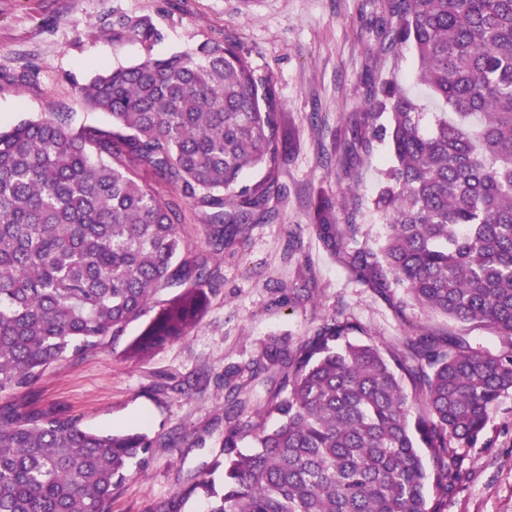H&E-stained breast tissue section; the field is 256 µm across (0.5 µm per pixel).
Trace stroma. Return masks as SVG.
I'll use <instances>...</instances> for the list:
<instances>
[{
    "instance_id": "stroma-1",
    "label": "stroma",
    "mask_w": 512,
    "mask_h": 512,
    "mask_svg": "<svg viewBox=\"0 0 512 512\" xmlns=\"http://www.w3.org/2000/svg\"><path fill=\"white\" fill-rule=\"evenodd\" d=\"M388 0H0V128L51 112L73 126L109 124L88 108L73 80L139 63L134 42H113L103 29L113 9L149 16L164 29L153 50L191 53L204 41L230 42L259 76L272 79L279 132L288 158L275 172L279 189L244 244L217 262L221 285L184 339L141 357L129 348L147 325L131 323L116 344L49 369L33 386L0 397L45 414L80 417L93 430L134 429L176 435L177 448H158L146 469L131 466L111 512H147L173 495L187 474L215 457L224 432V375L246 382L249 364L271 340L297 346L325 319L347 317L376 342L392 344L421 328L442 332L445 317L408 304L393 281H361L346 254H330L310 230L318 197L336 203L340 232L359 227L375 243L387 224L371 204L389 161L377 129L387 115L365 104L371 80L397 76L408 85L419 67L411 46L388 49L378 32ZM371 149L343 169L353 127ZM486 444L460 450L461 478L448 492L447 512H512V392L488 410Z\"/></svg>"
}]
</instances>
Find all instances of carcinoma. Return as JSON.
<instances>
[{
  "mask_svg": "<svg viewBox=\"0 0 512 512\" xmlns=\"http://www.w3.org/2000/svg\"><path fill=\"white\" fill-rule=\"evenodd\" d=\"M389 11L388 47L414 48L412 83L448 111L426 128L396 78L372 83L366 105L389 114L392 163L374 198L389 232L375 249L355 224L340 233L330 198L310 228L360 279L390 274L460 329L383 347L331 318L293 349L269 343L250 367L265 395L233 387L219 454L148 512H183L197 496L207 512H446L459 448L477 443L489 407L512 392V0H391ZM105 34L144 50L134 66L74 83L111 126L75 128L52 112L0 131L1 395L118 340L168 288L182 292L133 350L187 336L218 286L211 258L247 240L276 190V104L244 54L206 41L157 58L162 29L118 8ZM369 147L352 131L347 164ZM258 167L263 182L240 184ZM185 205L202 213V246L185 235ZM469 326L497 346L473 345ZM156 447L178 444L0 408V512H111L129 460Z\"/></svg>",
  "mask_w": 512,
  "mask_h": 512,
  "instance_id": "cac0c4a2",
  "label": "carcinoma"
}]
</instances>
